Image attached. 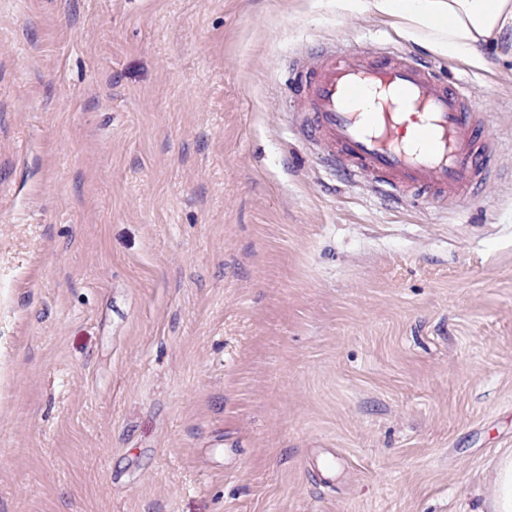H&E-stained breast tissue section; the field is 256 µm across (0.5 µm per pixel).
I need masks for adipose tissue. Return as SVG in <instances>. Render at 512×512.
<instances>
[{
	"mask_svg": "<svg viewBox=\"0 0 512 512\" xmlns=\"http://www.w3.org/2000/svg\"><path fill=\"white\" fill-rule=\"evenodd\" d=\"M379 13L400 18L408 36L435 53L487 63L512 47V0H369Z\"/></svg>",
	"mask_w": 512,
	"mask_h": 512,
	"instance_id": "1",
	"label": "adipose tissue"
}]
</instances>
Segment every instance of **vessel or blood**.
Here are the masks:
<instances>
[{
    "label": "vessel or blood",
    "instance_id": "1",
    "mask_svg": "<svg viewBox=\"0 0 512 512\" xmlns=\"http://www.w3.org/2000/svg\"><path fill=\"white\" fill-rule=\"evenodd\" d=\"M293 89L306 136L399 198H472L500 149L465 83L394 49L327 47Z\"/></svg>",
    "mask_w": 512,
    "mask_h": 512
}]
</instances>
